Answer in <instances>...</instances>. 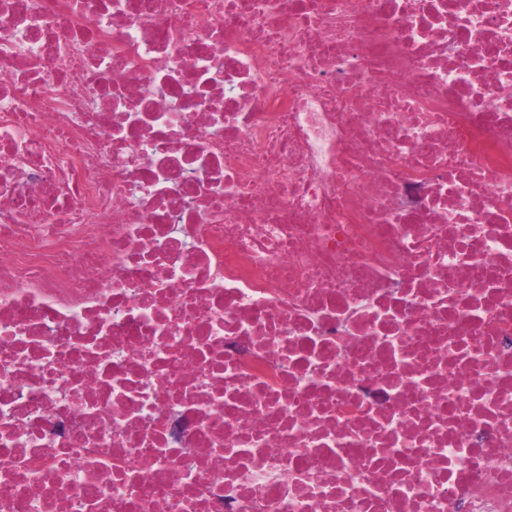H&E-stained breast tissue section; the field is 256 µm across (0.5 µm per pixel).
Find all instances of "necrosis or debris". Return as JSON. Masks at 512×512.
<instances>
[{
	"label": "necrosis or debris",
	"instance_id": "4bbe7bcc",
	"mask_svg": "<svg viewBox=\"0 0 512 512\" xmlns=\"http://www.w3.org/2000/svg\"><path fill=\"white\" fill-rule=\"evenodd\" d=\"M0 512H512V0H0Z\"/></svg>",
	"mask_w": 512,
	"mask_h": 512
}]
</instances>
